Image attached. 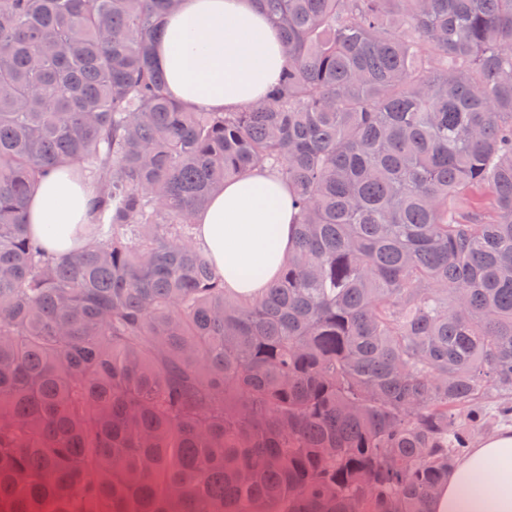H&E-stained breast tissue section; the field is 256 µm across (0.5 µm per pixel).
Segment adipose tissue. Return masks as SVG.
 <instances>
[{"label":"adipose tissue","instance_id":"ef3b65f1","mask_svg":"<svg viewBox=\"0 0 512 512\" xmlns=\"http://www.w3.org/2000/svg\"><path fill=\"white\" fill-rule=\"evenodd\" d=\"M156 56L170 97L224 112L260 101L286 64L277 29L253 0H180L164 20ZM97 189L74 165L41 177L28 222L50 255L86 247ZM293 194L256 168L224 184L194 216L201 249L224 286L254 295L278 274L294 247ZM430 512H512V426L481 439L430 501Z\"/></svg>","mask_w":512,"mask_h":512}]
</instances>
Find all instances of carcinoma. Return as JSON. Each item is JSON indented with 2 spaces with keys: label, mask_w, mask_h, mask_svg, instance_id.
<instances>
[{
  "label": "carcinoma",
  "mask_w": 512,
  "mask_h": 512,
  "mask_svg": "<svg viewBox=\"0 0 512 512\" xmlns=\"http://www.w3.org/2000/svg\"><path fill=\"white\" fill-rule=\"evenodd\" d=\"M262 104L184 108L174 0H0V504L430 512L512 421V0H254ZM63 163L90 247L29 231ZM266 168L295 250L230 294L192 217Z\"/></svg>",
  "instance_id": "1"
}]
</instances>
